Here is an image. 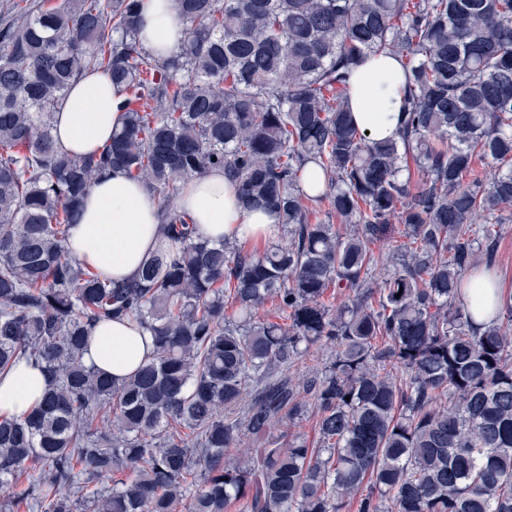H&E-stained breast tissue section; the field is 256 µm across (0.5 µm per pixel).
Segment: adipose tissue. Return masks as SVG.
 I'll return each mask as SVG.
<instances>
[{
    "label": "adipose tissue",
    "mask_w": 512,
    "mask_h": 512,
    "mask_svg": "<svg viewBox=\"0 0 512 512\" xmlns=\"http://www.w3.org/2000/svg\"><path fill=\"white\" fill-rule=\"evenodd\" d=\"M139 25L143 44L159 57L171 55L187 35V23L174 0H142ZM406 83L402 63L393 57L369 60L350 84L354 123L374 140L395 138L399 104ZM125 96L102 75L87 76L72 86L53 117V136L65 153L85 155L110 141L124 117ZM177 207L199 233L214 242H247L271 238L277 218L268 207H244L238 192L216 169L188 180ZM162 246L160 212L146 186L115 169L103 176L84 198L78 224L69 231L68 250L81 263L120 283L134 278L143 263ZM499 281L490 271L470 279L468 296L476 324L495 315ZM153 356L150 336L134 324L113 321L91 330L87 364L123 381ZM47 378L34 364L20 363L0 377V414L20 416L42 399Z\"/></svg>",
    "instance_id": "1"
}]
</instances>
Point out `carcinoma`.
I'll list each match as a JSON object with an SVG mask.
<instances>
[{"mask_svg":"<svg viewBox=\"0 0 512 512\" xmlns=\"http://www.w3.org/2000/svg\"><path fill=\"white\" fill-rule=\"evenodd\" d=\"M175 4L187 37L158 59L141 0H0V375L32 360L48 378L37 408L0 416V489L38 512H512V293L476 327L463 283L512 207V0ZM377 56L405 61L394 140L348 109ZM88 74L121 87L123 123L65 154L53 113ZM114 168L148 187L172 246L122 284L67 251ZM217 168L287 245L200 235L174 200ZM316 208L349 229L310 223ZM377 242L396 255L380 277ZM114 319L154 343L120 383L85 362ZM321 345L329 363L291 372ZM311 417L314 446L296 431Z\"/></svg>","mask_w":512,"mask_h":512,"instance_id":"1","label":"carcinoma"}]
</instances>
